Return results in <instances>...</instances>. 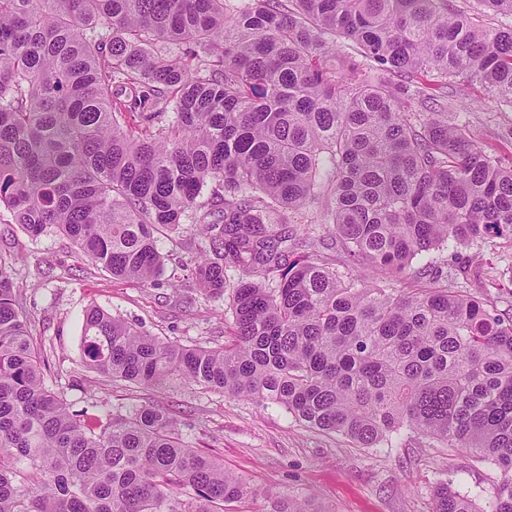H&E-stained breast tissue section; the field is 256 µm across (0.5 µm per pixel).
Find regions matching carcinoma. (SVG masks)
Wrapping results in <instances>:
<instances>
[{"instance_id":"carcinoma-1","label":"carcinoma","mask_w":512,"mask_h":512,"mask_svg":"<svg viewBox=\"0 0 512 512\" xmlns=\"http://www.w3.org/2000/svg\"><path fill=\"white\" fill-rule=\"evenodd\" d=\"M487 12L512 0H0V208L144 283L192 214L195 281L228 294L218 348L91 305L85 365L274 403L362 448L409 429L473 450L501 470L484 506L442 483L432 512H512V317L426 261L512 245V165L443 102L458 81L512 108V26ZM316 204L344 272L286 230ZM247 494L161 408L70 410L0 265V512H224Z\"/></svg>"}]
</instances>
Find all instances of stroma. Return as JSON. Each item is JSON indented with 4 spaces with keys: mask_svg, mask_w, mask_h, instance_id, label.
Masks as SVG:
<instances>
[{
    "mask_svg": "<svg viewBox=\"0 0 512 512\" xmlns=\"http://www.w3.org/2000/svg\"><path fill=\"white\" fill-rule=\"evenodd\" d=\"M448 103L461 112L475 140L512 163V109L480 85L448 88ZM202 241L193 219L161 243L165 270L148 283L118 280L84 255L66 236L31 237L0 209V260L9 263L13 286L27 317L34 346L48 361L47 384L63 392L73 410L125 412L143 404L171 410L183 443L223 462L251 493L224 512H270L293 502L309 512H431L436 485L448 482L482 502L500 479L479 455L425 443L403 430L391 442L359 448L343 436L312 430L276 404L263 406L227 393L176 384L146 390L103 377L82 361L83 315L97 305L138 330L184 346L214 348L229 338L223 297L197 287L190 268ZM443 271L476 268L469 284L491 306L512 314V247L490 239L481 247L432 253Z\"/></svg>",
    "mask_w": 512,
    "mask_h": 512,
    "instance_id": "1",
    "label": "stroma"
}]
</instances>
